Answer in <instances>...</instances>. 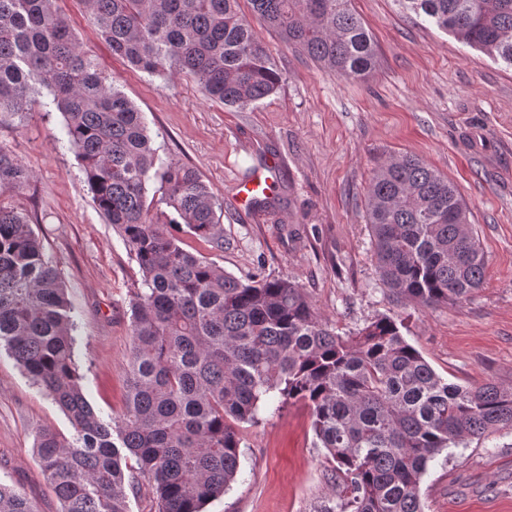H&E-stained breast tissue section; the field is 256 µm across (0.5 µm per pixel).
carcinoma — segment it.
Here are the masks:
<instances>
[{"label":"carcinoma","instance_id":"carcinoma-1","mask_svg":"<svg viewBox=\"0 0 512 512\" xmlns=\"http://www.w3.org/2000/svg\"><path fill=\"white\" fill-rule=\"evenodd\" d=\"M282 42L331 73L359 79L375 43L350 0H249ZM462 43L512 67V0H402ZM112 54L150 74L192 76L208 96L244 109L272 95L281 73L239 0H86ZM61 112L92 199L142 276L132 298L125 409L103 421L73 361L60 274L28 215L0 204V349L67 416L66 439L44 429L37 462L61 512H129L137 476L159 512H203L240 470L241 425L260 403L301 401L335 462L341 512H425L421 478L443 450L512 430V388L444 382L381 317L355 336L320 320L283 278L243 282L179 245L151 212L148 184L188 232L224 248L221 204L190 167L157 165L142 112L107 81L54 0H0V112L38 97ZM27 172L0 148V186ZM381 284L417 305L465 302L486 258L455 186L424 161L381 165L367 192ZM0 512H36L0 482Z\"/></svg>","mask_w":512,"mask_h":512}]
</instances>
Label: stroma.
Listing matches in <instances>:
<instances>
[{"mask_svg":"<svg viewBox=\"0 0 512 512\" xmlns=\"http://www.w3.org/2000/svg\"><path fill=\"white\" fill-rule=\"evenodd\" d=\"M54 5L143 112L159 158L193 168L222 204L223 248L171 226L181 247L243 281L299 283L316 314L344 336L394 317L446 382L512 386L511 67L400 0H351L378 49L372 73L338 79L257 21L282 79L271 96L237 109L205 96L188 76L151 75L114 56L84 0ZM0 148L28 174L0 188V202L29 216L58 269L83 394L112 420L125 405L138 266L93 204L60 112H0ZM403 155L447 177L469 208L487 268L468 301L406 304L379 280L366 192L375 169ZM260 175L274 185L268 206L240 202L242 186ZM44 429L72 435L64 412L1 350L0 482L25 493L38 512H59L35 459L34 439ZM243 436L237 482L204 512H340L334 463L316 445L307 406H263ZM419 493L425 512H512V431L438 456Z\"/></svg>","mask_w":512,"mask_h":512,"instance_id":"stroma-1","label":"stroma"}]
</instances>
